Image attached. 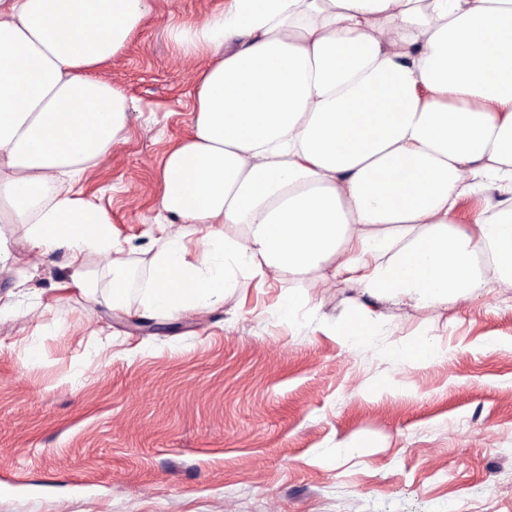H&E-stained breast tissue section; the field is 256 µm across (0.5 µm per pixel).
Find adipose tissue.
I'll list each match as a JSON object with an SVG mask.
<instances>
[{"label": "adipose tissue", "mask_w": 512, "mask_h": 512, "mask_svg": "<svg viewBox=\"0 0 512 512\" xmlns=\"http://www.w3.org/2000/svg\"><path fill=\"white\" fill-rule=\"evenodd\" d=\"M151 11L0 0V204L37 258L66 252L83 292L86 255L110 256L113 305L129 297L122 248L73 184L128 126L124 91L91 71ZM174 40L203 63L162 163L146 311H207L241 270L343 277L360 316L335 332L354 347L378 303L444 311L512 286V0H221Z\"/></svg>", "instance_id": "adipose-tissue-1"}]
</instances>
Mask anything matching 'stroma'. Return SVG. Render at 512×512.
<instances>
[{"label":"stroma","instance_id":"stroma-1","mask_svg":"<svg viewBox=\"0 0 512 512\" xmlns=\"http://www.w3.org/2000/svg\"><path fill=\"white\" fill-rule=\"evenodd\" d=\"M217 0H154L96 76L130 102L125 140L78 184L108 213L132 294L63 287L65 258L34 263L24 224L0 226V512H512V288L446 312L381 305L374 336L332 333L350 285L258 284L238 273L209 311L159 316L136 292L158 247L162 159L187 133L199 59L175 28ZM309 298L281 321V294ZM155 324L139 333L138 323ZM433 360L393 352L422 340ZM105 342L89 369L85 349ZM342 441L360 443L340 456Z\"/></svg>","mask_w":512,"mask_h":512}]
</instances>
